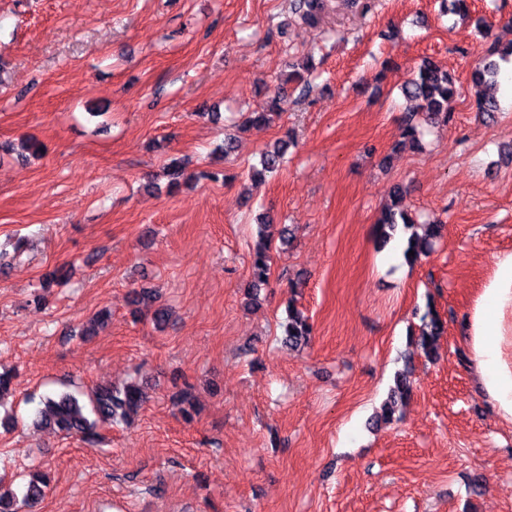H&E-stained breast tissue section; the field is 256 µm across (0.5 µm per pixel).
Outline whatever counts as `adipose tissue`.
Wrapping results in <instances>:
<instances>
[{
	"mask_svg": "<svg viewBox=\"0 0 512 512\" xmlns=\"http://www.w3.org/2000/svg\"><path fill=\"white\" fill-rule=\"evenodd\" d=\"M466 362L490 410L512 423V252L498 255L491 278L467 312Z\"/></svg>",
	"mask_w": 512,
	"mask_h": 512,
	"instance_id": "obj_1",
	"label": "adipose tissue"
}]
</instances>
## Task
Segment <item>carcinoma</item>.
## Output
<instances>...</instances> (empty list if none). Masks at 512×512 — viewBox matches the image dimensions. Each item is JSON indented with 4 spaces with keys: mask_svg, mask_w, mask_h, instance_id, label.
<instances>
[{
    "mask_svg": "<svg viewBox=\"0 0 512 512\" xmlns=\"http://www.w3.org/2000/svg\"><path fill=\"white\" fill-rule=\"evenodd\" d=\"M323 8L321 0H294V10L299 18L306 23L315 24ZM512 60V42L504 49L494 43L487 49V54L481 57L472 71V80L476 87H493L497 84L500 72L499 61ZM405 94L418 101L416 109L425 114L430 121H444L450 119L451 103L456 94L455 76L447 68L431 59H424L418 70L405 82ZM476 106L478 111L489 117H494L498 111L497 100L486 93L477 92ZM286 102L282 92H277L267 104L265 112H247L241 122L240 128L245 130L254 124L267 119V112L284 110ZM421 132L412 117H407L400 128L399 143L419 145ZM290 147V141L279 139L273 146L261 153L260 169L256 174L275 173L283 166L285 156ZM401 187L394 189L393 199L387 204L379 220L378 236L386 242L399 232H407L413 227V220L400 208ZM273 224V219L265 215L262 217L259 231L260 240L257 244L252 263L251 281L248 285L247 295L250 300L256 301L260 290L268 281L270 274V243L265 229ZM444 229L442 224H430L427 233L420 236L411 233L407 238L404 250L405 259L414 263L421 256L427 254L432 247V240L440 236ZM414 255H409V252ZM133 302L138 308L152 309V318L162 324L168 319V312L163 307H153L154 294L151 289L143 288L134 293ZM445 326L442 319L428 308L422 319V326L418 334L410 336L411 341L421 349L423 354L432 359L436 355V341L444 333ZM312 327L300 313L288 309V322L285 325L284 343L290 348H301L310 342ZM413 390L410 374L407 371L398 373L394 379L388 400L383 404L378 418L386 423L397 420L396 413L399 405L405 403ZM145 396L141 388L135 383H129L121 388L100 385L95 388L90 399L91 414L85 413V405L79 398L67 392L47 395L40 400L36 413V424L42 428L67 435L75 434L84 437L94 435L98 423L111 421L113 423H129L142 409ZM49 480L42 473H33L23 486L22 494L3 486L0 482V512H27L33 508L46 494Z\"/></svg>",
    "mask_w": 512,
    "mask_h": 512,
    "instance_id": "cac0c4a2",
    "label": "carcinoma"
}]
</instances>
